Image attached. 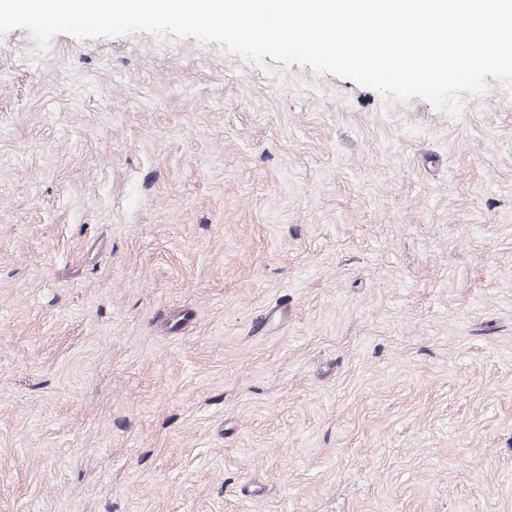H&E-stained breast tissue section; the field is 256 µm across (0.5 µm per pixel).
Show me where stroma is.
I'll use <instances>...</instances> for the list:
<instances>
[{
  "instance_id": "35a3bbf8",
  "label": "stroma",
  "mask_w": 512,
  "mask_h": 512,
  "mask_svg": "<svg viewBox=\"0 0 512 512\" xmlns=\"http://www.w3.org/2000/svg\"><path fill=\"white\" fill-rule=\"evenodd\" d=\"M0 512H512V88L0 38Z\"/></svg>"
}]
</instances>
